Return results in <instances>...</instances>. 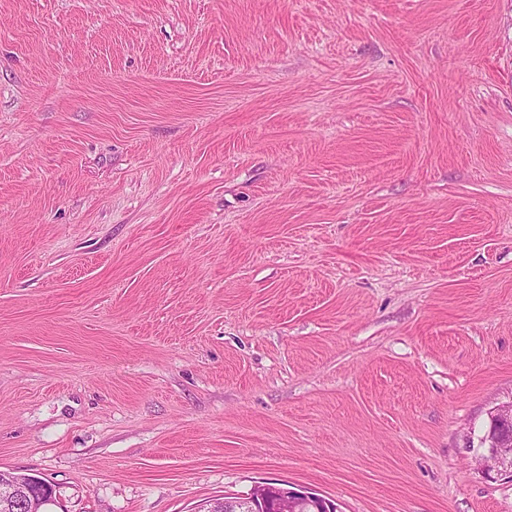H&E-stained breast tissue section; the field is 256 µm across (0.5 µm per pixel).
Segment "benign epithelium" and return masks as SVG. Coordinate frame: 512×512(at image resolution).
<instances>
[{"label":"benign epithelium","mask_w":512,"mask_h":512,"mask_svg":"<svg viewBox=\"0 0 512 512\" xmlns=\"http://www.w3.org/2000/svg\"><path fill=\"white\" fill-rule=\"evenodd\" d=\"M479 443L480 458L491 463L492 470L512 477V440L485 430L479 437ZM23 489L22 484L12 483L6 492L0 483V512H11L20 499L24 500L25 512H51L50 507L56 499L50 483L38 485L35 494L26 498L23 497ZM210 512H338V508L333 501L305 487H282L270 491L261 485L247 497L215 502Z\"/></svg>","instance_id":"obj_1"}]
</instances>
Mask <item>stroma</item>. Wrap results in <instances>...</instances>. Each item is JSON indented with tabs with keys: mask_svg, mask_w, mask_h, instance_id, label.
<instances>
[{
	"mask_svg": "<svg viewBox=\"0 0 512 512\" xmlns=\"http://www.w3.org/2000/svg\"><path fill=\"white\" fill-rule=\"evenodd\" d=\"M512 0H0V470L54 512H512ZM490 412V429L484 430L480 435L477 450L481 459L492 464V470L488 471H496L497 474L505 473L512 477V440L500 438L492 433L495 419L512 422V402L498 405ZM264 485L253 489L248 497L214 503L210 512H338L336 504L305 487H280L279 491ZM236 510L227 509L228 505Z\"/></svg>",
	"mask_w": 512,
	"mask_h": 512,
	"instance_id": "35a3bbf8",
	"label": "stroma"
}]
</instances>
